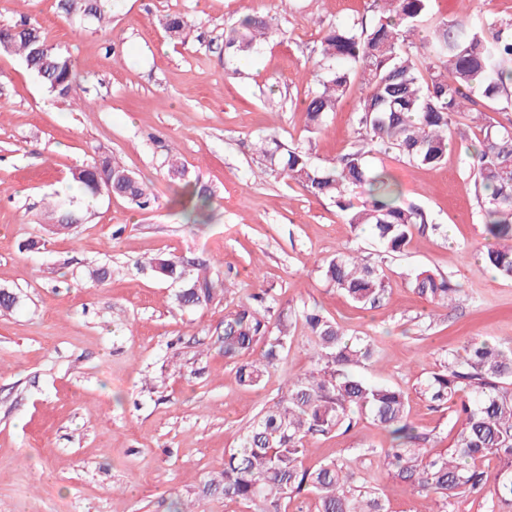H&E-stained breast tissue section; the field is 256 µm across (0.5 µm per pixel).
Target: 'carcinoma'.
Wrapping results in <instances>:
<instances>
[{"label": "carcinoma", "instance_id": "cac0c4a2", "mask_svg": "<svg viewBox=\"0 0 512 512\" xmlns=\"http://www.w3.org/2000/svg\"><path fill=\"white\" fill-rule=\"evenodd\" d=\"M433 0H369L370 20L354 19L322 30V68L309 71L304 101L306 132L322 133L327 114L350 94L355 81L361 93L354 108L358 139L347 152L323 164L311 160L302 146H287L272 136L258 141L271 170L316 198L333 201L344 223L372 226L383 254L399 253L412 230L432 226L426 212L404 201L388 170L371 160H392L436 168L447 162L448 142L459 126L479 130L478 148L469 156L479 212L487 237L502 243L484 263L512 280V123L484 121V109L512 111V18L482 17L465 23L432 19ZM67 19L87 21L102 30L111 23L102 0H58ZM430 36L418 44L411 36L427 21ZM161 25L169 38L186 41L188 26L178 14ZM283 35L275 19L245 16L224 30L225 67L236 65ZM0 50L18 56L28 71L55 98L78 103L80 78L61 47L49 42L38 23L24 19L0 26ZM173 180L185 181L174 204L189 211L194 223L209 219L212 192L200 178L186 179L175 154L166 158ZM84 195L103 192L140 209L155 201L150 186L115 157L101 154L72 170ZM46 212L56 233L87 222L73 199L49 197ZM149 268L162 279L180 284L174 301L183 309L206 306L226 291L209 265L180 257H155ZM324 280L363 308H376L387 292L383 262H371L338 251L323 262ZM414 290L432 303L448 304L461 289L422 271ZM302 322L313 343L311 369L288 384L284 396L260 411L243 433L239 446L224 459L197 492L196 504L211 498L247 505L252 512H282V502L311 495L316 512H386L367 470L345 458L329 457L318 467L304 466L309 441L350 431L363 416L387 430L395 445L369 454L388 474L417 493L442 497L488 491L491 512H512V348L473 342L462 357L452 356L424 383L421 394L444 404L460 396L454 448L430 455L415 447L418 439L407 416L408 396L397 386L368 382L353 367L370 359L375 343L369 336H348L335 320L317 308H283L267 293L251 296L224 314L218 341L224 359L233 364L238 384L255 388L277 369L288 353L291 329ZM489 456L496 472L481 467Z\"/></svg>", "mask_w": 512, "mask_h": 512}]
</instances>
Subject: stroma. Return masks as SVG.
I'll return each instance as SVG.
<instances>
[{"mask_svg":"<svg viewBox=\"0 0 512 512\" xmlns=\"http://www.w3.org/2000/svg\"><path fill=\"white\" fill-rule=\"evenodd\" d=\"M433 10L457 21L507 18L512 0H434ZM168 13L186 20L185 43L162 29ZM365 13L366 0H112L111 28L101 32L64 18L56 0H0V25L35 18L69 52L85 99L81 107L53 99L0 52V289L18 298L0 315V512H168L171 501L195 500L257 413L310 367L300 327L277 372L254 389L237 383L216 333L254 292L284 307L318 306L348 335L372 337L378 354L360 373L407 393L420 447L434 455L453 447L457 402L429 406L420 385L469 340L512 346V280L484 264L495 242L464 172L478 130L453 137L441 167L389 161L405 198L435 227L386 257L388 290L375 309L355 306L320 272L342 248L377 259L372 232L343 223L332 201L280 172L253 177L264 166L260 136L306 146L317 163L355 142L354 93L328 114L324 133L307 138L304 75L323 26ZM248 14L275 17L286 37L235 73L224 65V28ZM96 150L145 180L154 207L104 194L74 235L52 234L47 195L82 200L70 172ZM169 151L213 189L208 224L173 205ZM158 254L209 262L226 276L223 301L180 309L177 284L138 267ZM97 265L111 271L105 282L87 275ZM423 270L458 285L460 299L421 298L411 281ZM390 445L364 417L348 433L311 440L304 464ZM375 484L388 512L491 510L486 493L421 495L384 471Z\"/></svg>","mask_w":512,"mask_h":512,"instance_id":"1","label":"stroma"}]
</instances>
